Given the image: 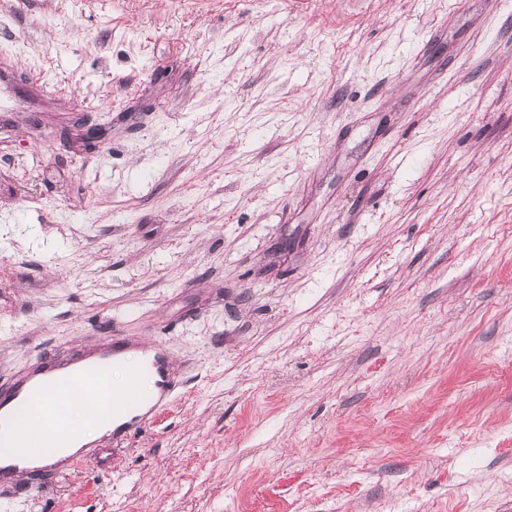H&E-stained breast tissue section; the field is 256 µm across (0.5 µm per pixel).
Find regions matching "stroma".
<instances>
[{
  "instance_id": "obj_1",
  "label": "stroma",
  "mask_w": 512,
  "mask_h": 512,
  "mask_svg": "<svg viewBox=\"0 0 512 512\" xmlns=\"http://www.w3.org/2000/svg\"><path fill=\"white\" fill-rule=\"evenodd\" d=\"M109 336L0 512H512V0H0V384ZM125 343L110 339L106 346L95 354L85 357L68 358L62 361H43L37 367L14 376L7 384L0 385V427L9 418L15 419L21 406L40 405L48 409L46 394L51 390L75 392L85 395L98 393L105 386V374L108 366L119 359L124 351ZM95 355V359L88 357ZM120 362L110 369L107 376L106 393L110 398L111 407L101 413L102 421L112 424L119 416L129 413L138 402L135 380L121 405L112 403L113 391L122 393L129 382V376L142 364V349H130L120 355ZM57 405L53 414L45 413L37 408L20 410L17 413L20 426L21 447L25 448H62L67 457L61 459L56 466L65 468L70 460L69 455L95 442L102 437L110 426L103 425L98 417L100 401L97 396L89 395L72 401L68 396H57L47 400ZM25 452L32 458H40L43 454L36 449ZM147 367L150 371H154L156 374H158L161 379L160 383H158L160 385V396L153 405L142 409L127 421L116 425L114 428V437L123 436L132 428H143L147 424L152 423L158 407H160L164 401L165 394L170 391L171 384L168 380L166 359L161 349H155L151 351Z\"/></svg>"
}]
</instances>
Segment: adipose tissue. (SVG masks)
Instances as JSON below:
<instances>
[{"mask_svg":"<svg viewBox=\"0 0 512 512\" xmlns=\"http://www.w3.org/2000/svg\"><path fill=\"white\" fill-rule=\"evenodd\" d=\"M54 402L56 409L51 414L33 407L19 413L20 441L28 448L30 457H38L43 448L71 455L107 433V426L98 417L97 396L75 401L58 396Z\"/></svg>","mask_w":512,"mask_h":512,"instance_id":"1","label":"adipose tissue"}]
</instances>
